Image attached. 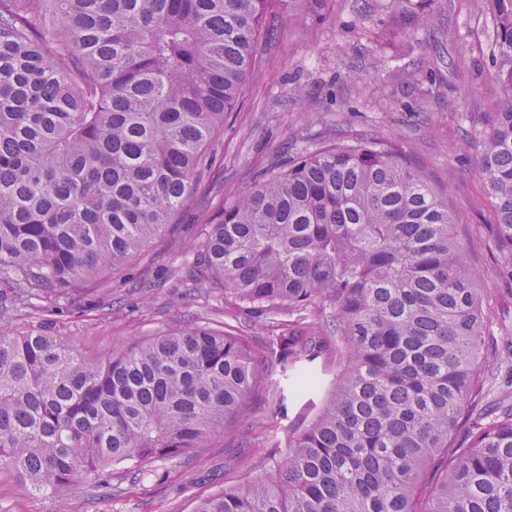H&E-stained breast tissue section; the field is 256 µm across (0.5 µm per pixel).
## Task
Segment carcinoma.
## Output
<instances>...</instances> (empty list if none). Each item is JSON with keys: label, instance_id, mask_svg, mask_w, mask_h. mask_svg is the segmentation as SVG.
<instances>
[{"label": "carcinoma", "instance_id": "1", "mask_svg": "<svg viewBox=\"0 0 512 512\" xmlns=\"http://www.w3.org/2000/svg\"><path fill=\"white\" fill-rule=\"evenodd\" d=\"M329 0H0V286L70 299L123 269L193 190L243 98L259 43ZM488 77L474 130L493 235L512 269V0H484ZM448 0H355L397 54ZM191 278L256 320L252 350L206 326L93 357L46 331L0 335V473L58 499L115 464L181 457L236 431L274 386L297 389L334 343L316 414L273 473L196 512H512V407L465 417L486 382L482 296L445 189L389 139L303 148L201 230Z\"/></svg>", "mask_w": 512, "mask_h": 512}]
</instances>
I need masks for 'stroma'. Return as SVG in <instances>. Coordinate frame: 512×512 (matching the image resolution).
<instances>
[{
    "instance_id": "1",
    "label": "stroma",
    "mask_w": 512,
    "mask_h": 512,
    "mask_svg": "<svg viewBox=\"0 0 512 512\" xmlns=\"http://www.w3.org/2000/svg\"><path fill=\"white\" fill-rule=\"evenodd\" d=\"M354 0H331L335 23L300 18L287 37L264 41L262 60L248 74L243 104L225 122L195 188L173 224L124 272L104 275L92 295L76 303L0 296V334L43 329L99 356L114 343L203 325L259 345L271 323L253 322L223 294H187L185 274L203 224L225 200L250 188L258 175L306 146L343 136L396 139L431 180L449 187L448 208L481 289L490 347L512 343V272L492 256L494 204L476 173V147L462 116L480 123L500 93L488 77L489 19L481 0H455L458 34L441 47L419 36L416 53L430 79L405 84L404 61L387 65V35L353 30ZM420 104L419 115L407 104ZM314 394L290 402L287 415L267 407L256 424L231 438H215L189 455L141 466L115 465L106 482L87 483L67 499L32 495L0 478V512H196L225 487L271 471L289 427L310 419Z\"/></svg>"
}]
</instances>
